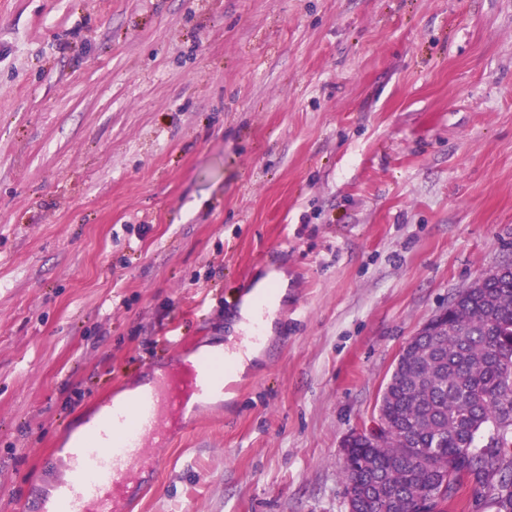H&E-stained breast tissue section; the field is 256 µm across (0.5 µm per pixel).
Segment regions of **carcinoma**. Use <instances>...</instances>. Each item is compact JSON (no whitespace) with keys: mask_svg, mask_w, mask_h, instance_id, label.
Segmentation results:
<instances>
[{"mask_svg":"<svg viewBox=\"0 0 512 512\" xmlns=\"http://www.w3.org/2000/svg\"><path fill=\"white\" fill-rule=\"evenodd\" d=\"M455 300L448 328L414 341L382 392L388 421L407 446L356 441L357 472L345 478L385 488L401 512H413L416 495L435 489L451 462L467 482L441 512L471 507L469 488L495 512H512V264ZM484 430L490 435L481 446Z\"/></svg>","mask_w":512,"mask_h":512,"instance_id":"carcinoma-1","label":"carcinoma"}]
</instances>
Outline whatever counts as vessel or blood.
<instances>
[{
  "label": "vessel or blood",
  "instance_id": "vessel-or-blood-1",
  "mask_svg": "<svg viewBox=\"0 0 512 512\" xmlns=\"http://www.w3.org/2000/svg\"><path fill=\"white\" fill-rule=\"evenodd\" d=\"M226 363L223 357L204 360L196 375L181 379L157 374L151 388L121 411L104 403L103 423L88 427L73 442L51 512H118L138 475L161 465L147 443H166L171 422L192 417L190 391L211 390Z\"/></svg>",
  "mask_w": 512,
  "mask_h": 512
}]
</instances>
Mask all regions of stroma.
Listing matches in <instances>:
<instances>
[{
    "label": "stroma",
    "instance_id": "obj_1",
    "mask_svg": "<svg viewBox=\"0 0 512 512\" xmlns=\"http://www.w3.org/2000/svg\"><path fill=\"white\" fill-rule=\"evenodd\" d=\"M512 264V0H0V512L99 404L228 342L122 512H346L401 349ZM276 286L277 290L275 295L270 300V306L272 308L271 312L269 313L266 321L264 322V329L266 333L271 334L272 328H273V309H276L277 306L280 304L281 300L285 297L287 292V285H288V279L286 277V274L284 272H275L270 274L269 276L262 279L257 285L256 289L252 296H250L245 303L242 305V308L240 310L241 315V322L240 327L243 328L244 320L248 319L253 312V300L258 296H264L266 294L267 288H270V286ZM275 303V305H274Z\"/></svg>",
    "mask_w": 512,
    "mask_h": 512
}]
</instances>
